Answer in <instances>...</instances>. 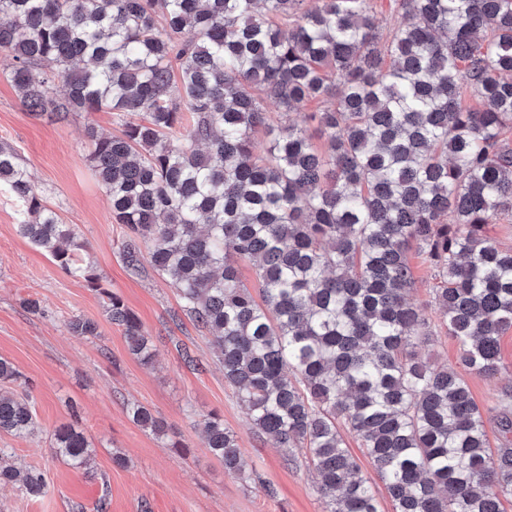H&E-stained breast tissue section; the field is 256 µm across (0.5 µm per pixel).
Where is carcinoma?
<instances>
[{
    "label": "carcinoma",
    "instance_id": "1",
    "mask_svg": "<svg viewBox=\"0 0 512 512\" xmlns=\"http://www.w3.org/2000/svg\"><path fill=\"white\" fill-rule=\"evenodd\" d=\"M398 8L404 22L385 34L371 0H0V61L34 114L117 116L121 135L93 124L86 135L127 229V266L138 269L147 249L185 315L209 330L255 432L315 469L325 512H380L344 428L393 512H504L512 389L494 403L493 448L465 375L508 370L500 347L512 329V251L484 229L512 211V0ZM267 99L282 110L276 124ZM312 101L330 103L318 113L327 157L287 121ZM132 112L145 118L126 120ZM2 185L24 204L19 234L95 284L75 228L42 203L6 145ZM412 252L437 280V324L409 301ZM240 262L254 268L259 297ZM99 294L130 353L152 364L136 315L117 294ZM439 327L459 346L456 366L417 355ZM69 329L97 335L77 317ZM18 377L0 358V433L15 436L35 425L29 400L4 389ZM128 413L165 432L146 407ZM203 430L225 471L252 479L224 418L209 415ZM52 452L83 469L95 448L69 425ZM5 456L0 448V484L46 491L41 470L21 472ZM343 436H344V440H345V444H346L347 448H350V450L355 455L360 457L362 464H363L364 472L366 474H368L369 476H371V478L373 479L375 489L378 494L379 502L381 505V510L383 512H393L391 501H390L386 491L384 490L382 483L376 477V474H375L371 464L368 462V460L366 458L363 457V455L361 453V449L359 448L358 442L356 441L354 436L347 431L343 432Z\"/></svg>",
    "mask_w": 512,
    "mask_h": 512
}]
</instances>
